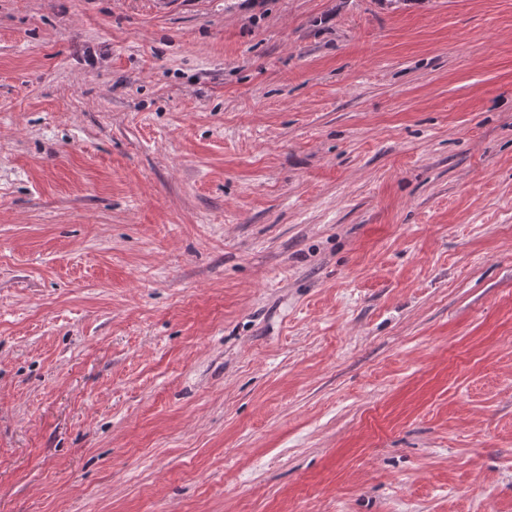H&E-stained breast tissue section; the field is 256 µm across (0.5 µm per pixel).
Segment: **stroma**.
<instances>
[{
    "mask_svg": "<svg viewBox=\"0 0 512 512\" xmlns=\"http://www.w3.org/2000/svg\"><path fill=\"white\" fill-rule=\"evenodd\" d=\"M0 512H512V0H0Z\"/></svg>",
    "mask_w": 512,
    "mask_h": 512,
    "instance_id": "35a3bbf8",
    "label": "stroma"
}]
</instances>
